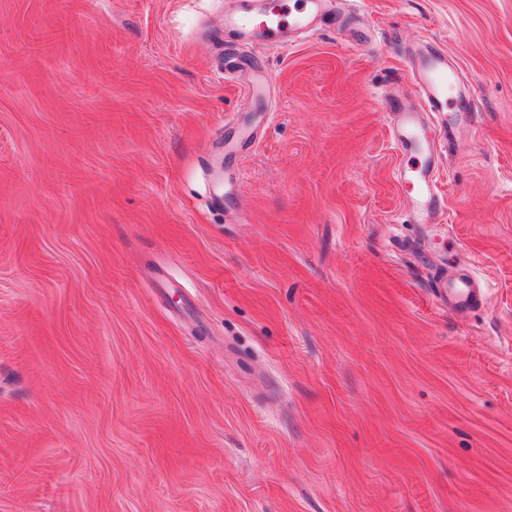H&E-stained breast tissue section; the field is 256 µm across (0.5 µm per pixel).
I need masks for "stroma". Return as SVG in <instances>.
Instances as JSON below:
<instances>
[{"label": "stroma", "instance_id": "35a3bbf8", "mask_svg": "<svg viewBox=\"0 0 512 512\" xmlns=\"http://www.w3.org/2000/svg\"><path fill=\"white\" fill-rule=\"evenodd\" d=\"M261 5L0 0V512H512V0H345L253 92ZM426 40L476 113L428 226ZM414 91L426 112L442 115L437 139L425 133L424 118L407 101L391 98L388 109L395 113L393 137L400 152L408 157L397 170V183L404 192L408 215L413 224H434L445 209V198L438 188L440 147H446L460 130L473 122L472 88L460 80L448 55L429 45L411 53ZM448 116V119L446 118ZM437 292L448 303V308L457 313L475 311L482 306L485 298V289L468 271L442 279L437 285Z\"/></svg>", "mask_w": 512, "mask_h": 512}]
</instances>
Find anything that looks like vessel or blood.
Segmentation results:
<instances>
[{
	"label": "vessel or blood",
	"instance_id": "1",
	"mask_svg": "<svg viewBox=\"0 0 512 512\" xmlns=\"http://www.w3.org/2000/svg\"><path fill=\"white\" fill-rule=\"evenodd\" d=\"M332 0H266L262 10L226 16L224 23L239 34L278 47L309 35L324 24L342 23V15L331 7ZM414 91L424 111L441 115L437 139L425 133L422 113L407 101L393 98L388 109L395 115L393 137L407 161L397 170V183L404 193L408 215L415 224H432L445 209L438 188L439 156L460 130L473 122L472 88L460 80L447 54L424 45L411 54ZM450 310L469 313L480 308L485 290L469 273L442 279L437 287Z\"/></svg>",
	"mask_w": 512,
	"mask_h": 512
}]
</instances>
